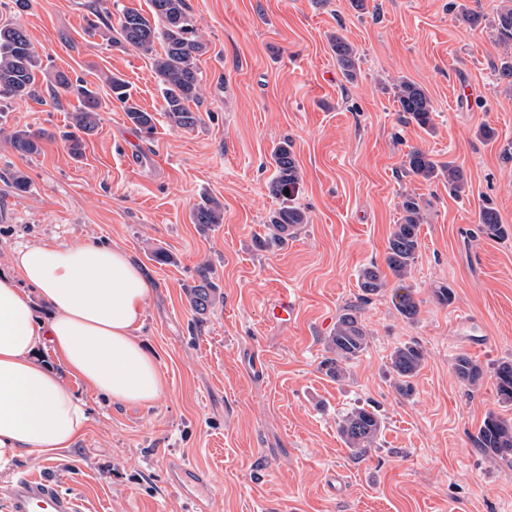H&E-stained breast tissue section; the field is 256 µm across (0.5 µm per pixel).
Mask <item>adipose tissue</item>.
I'll list each match as a JSON object with an SVG mask.
<instances>
[{
	"label": "adipose tissue",
	"instance_id": "ef3b65f1",
	"mask_svg": "<svg viewBox=\"0 0 512 512\" xmlns=\"http://www.w3.org/2000/svg\"><path fill=\"white\" fill-rule=\"evenodd\" d=\"M0 276V473L21 456L52 458L89 420L84 401L35 359L50 349L107 399L150 407L165 380L137 332L150 282L126 249L88 239L28 244ZM49 310L36 318L33 299Z\"/></svg>",
	"mask_w": 512,
	"mask_h": 512
}]
</instances>
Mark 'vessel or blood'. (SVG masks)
Segmentation results:
<instances>
[{
	"label": "vessel or blood",
	"mask_w": 512,
	"mask_h": 512,
	"mask_svg": "<svg viewBox=\"0 0 512 512\" xmlns=\"http://www.w3.org/2000/svg\"><path fill=\"white\" fill-rule=\"evenodd\" d=\"M6 512H81L78 499L45 476L24 474L10 486Z\"/></svg>",
	"instance_id": "vessel-or-blood-1"
}]
</instances>
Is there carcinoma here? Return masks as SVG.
Segmentation results:
<instances>
[{"instance_id":"obj_1","label":"carcinoma","mask_w":512,"mask_h":512,"mask_svg":"<svg viewBox=\"0 0 512 512\" xmlns=\"http://www.w3.org/2000/svg\"><path fill=\"white\" fill-rule=\"evenodd\" d=\"M149 12L135 9L121 12L116 23H111L109 13H97V22L112 30V45L133 48L152 60L154 72L160 85L162 108L169 125L175 129L191 130L199 122V116L191 109L201 99V75L197 64L198 56L205 45L193 24L186 0H149ZM499 40L512 43V5L505 6L497 15ZM162 45L156 52L155 43ZM330 48L336 58L343 77L348 81L356 79V53L340 35L331 39ZM39 58L25 27L17 22L0 25V102L25 101L39 97L36 70ZM54 92L58 96L73 95L79 102L72 113L73 132L66 136L71 153L81 154L80 134H91L98 125L101 106L98 92L89 88L84 81L72 80L68 74L59 71L54 75ZM112 98L122 106L130 122L141 131H153L155 118L142 109L132 98L127 83L114 75L110 79ZM395 100L399 111L408 122L422 128L433 127V106L426 90L410 80H401L395 86ZM45 133L30 129H16L9 135L12 147L21 154L39 152V142ZM274 175L268 190L281 199L280 206L272 211L267 220L268 233L265 243L278 245L288 238V230H298L308 223L307 213L299 207L293 196L284 190L294 191L300 181V171L294 156L292 144L283 140L275 145L270 154ZM405 171L425 182L436 179L448 181V188L460 195L465 191L467 178L463 170L453 162L441 163L427 153L413 149L406 154ZM403 216L396 225L386 248V264L391 274L403 279L411 271L418 257L420 241L418 231L424 223L421 201L407 194L401 201ZM191 220L204 228L221 224L224 220V205L216 198L207 196L193 207ZM477 230L491 238H501L506 229L500 223L496 209L484 207L479 214ZM385 278L372 265L361 270L358 287L362 295H375L385 288ZM217 286L211 280V271L203 266L197 270L194 285L187 288L190 306L203 314L216 299ZM396 308L400 315L411 320L418 313V304L411 292L397 295ZM368 336L359 313L346 309L341 313L328 340V358L324 367L326 373L336 380H342L347 364L363 354L369 345ZM426 361L425 350L417 342L404 343L391 356V367L398 378L399 390L411 391V380L417 376ZM453 371L467 388H475L484 378V369L469 356L461 354L453 363ZM497 394L505 403L512 402V360L502 361L493 369ZM382 422L374 410L358 408L339 422V431L348 448L361 455L373 447L378 439ZM476 445L495 456L512 460V420H505L489 414L480 425L475 437Z\"/></svg>"}]
</instances>
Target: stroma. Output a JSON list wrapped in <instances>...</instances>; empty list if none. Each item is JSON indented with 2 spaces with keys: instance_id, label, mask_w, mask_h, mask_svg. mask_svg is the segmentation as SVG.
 Returning <instances> with one entry per match:
<instances>
[{
  "instance_id": "35a3bbf8",
  "label": "stroma",
  "mask_w": 512,
  "mask_h": 512,
  "mask_svg": "<svg viewBox=\"0 0 512 512\" xmlns=\"http://www.w3.org/2000/svg\"><path fill=\"white\" fill-rule=\"evenodd\" d=\"M206 50L198 65L200 122L171 128L149 60L112 46L87 25L94 8L147 12V0H30L15 15L0 0V25L22 24L42 65L41 97L0 104V274L24 244L87 238L128 250L151 292L139 337L166 380L150 407L119 404L66 377L89 421L55 459L25 457L0 474V501L12 477L38 471L77 496L83 512H512V462L476 448L487 414L512 419L492 370L512 359V82L499 76L505 48L492 21L503 0H187ZM482 14L471 28L460 8ZM354 48L359 74L346 82L331 35ZM65 72L100 94L99 125L73 158L61 140L75 96L55 97ZM119 75L156 118L141 133L110 97ZM422 85L433 130L405 122L394 83ZM43 129L39 153H18L7 134ZM490 128L485 138L482 128ZM291 139L301 181L295 201L308 222L280 246L262 244L270 211L273 145ZM419 149L465 172L468 190L425 184L403 162ZM23 176L26 191L14 188ZM418 197L425 222L405 281L388 278L362 299L358 276L385 268L388 239L404 195ZM224 204V221L193 224L201 197ZM494 207L505 237L476 234L483 206ZM165 250L172 263L154 260ZM209 265L220 295L205 315L185 294ZM409 287L414 319L395 308ZM452 290L450 303L434 295ZM297 305L285 326L268 305ZM358 309L370 343L344 381L327 376V340L338 315ZM486 339L483 347L470 344ZM417 342L426 363L402 394L393 350ZM466 354L485 370L467 389L452 364ZM265 370L256 373L255 359ZM364 407L382 420L377 445L353 454L342 415ZM210 472L207 488L175 484L169 464Z\"/></svg>"
}]
</instances>
